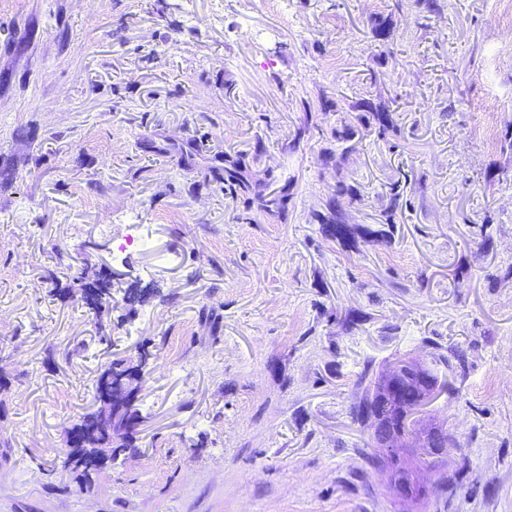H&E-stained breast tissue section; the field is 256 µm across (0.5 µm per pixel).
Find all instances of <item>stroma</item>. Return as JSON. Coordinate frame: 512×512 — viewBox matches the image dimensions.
<instances>
[{
	"mask_svg": "<svg viewBox=\"0 0 512 512\" xmlns=\"http://www.w3.org/2000/svg\"><path fill=\"white\" fill-rule=\"evenodd\" d=\"M361 99L401 132L346 154L336 109ZM256 148L282 211L224 187ZM341 178L344 242L312 218ZM109 270L150 293L101 327L80 284ZM114 358L143 375L139 450L85 484L66 436ZM400 359L437 378L414 417L448 434L443 470L469 461L448 493L415 460L419 503L355 417ZM0 512H512V13L0 0ZM408 174L406 172H399L396 179H392L387 185L386 199L387 204L381 212L380 217L382 218L379 222L381 224L380 229L372 230L371 234L376 235L382 241L388 243L391 241L395 222V216L398 211H402L403 208L408 207V200L404 199L405 186L408 181ZM386 226V227H385Z\"/></svg>",
	"mask_w": 512,
	"mask_h": 512,
	"instance_id": "stroma-1",
	"label": "stroma"
}]
</instances>
